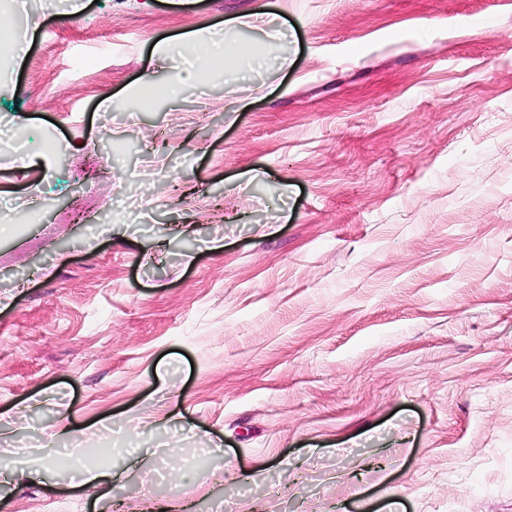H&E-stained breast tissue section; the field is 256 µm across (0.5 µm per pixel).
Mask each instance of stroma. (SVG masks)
Returning <instances> with one entry per match:
<instances>
[{
    "label": "stroma",
    "mask_w": 512,
    "mask_h": 512,
    "mask_svg": "<svg viewBox=\"0 0 512 512\" xmlns=\"http://www.w3.org/2000/svg\"><path fill=\"white\" fill-rule=\"evenodd\" d=\"M18 2L0 512H512V0ZM265 6L251 82L120 107L198 64L159 40ZM62 406L111 484L43 467ZM44 69L43 63H38L30 68L28 79L31 89L38 91L37 93L29 96L27 100V106L30 110H38L42 107V97L40 92L48 85Z\"/></svg>",
    "instance_id": "35a3bbf8"
}]
</instances>
